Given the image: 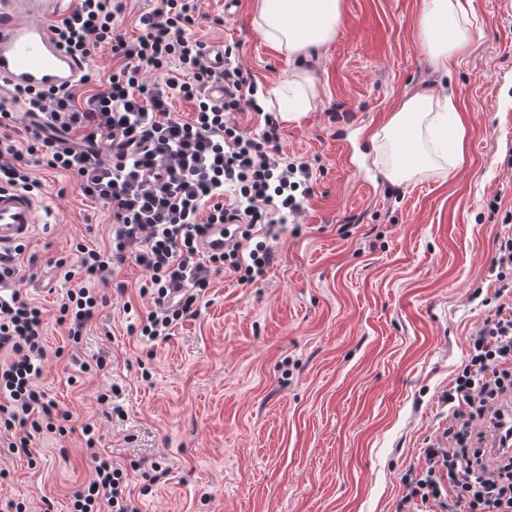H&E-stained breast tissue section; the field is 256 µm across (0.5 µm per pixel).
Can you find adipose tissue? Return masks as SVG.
Here are the masks:
<instances>
[{"label":"adipose tissue","mask_w":512,"mask_h":512,"mask_svg":"<svg viewBox=\"0 0 512 512\" xmlns=\"http://www.w3.org/2000/svg\"><path fill=\"white\" fill-rule=\"evenodd\" d=\"M341 0H256L254 25L299 70L268 91L263 101L284 121L299 119L317 93L303 62L328 48L336 36ZM420 37L440 76L472 40L473 19L463 0H424ZM375 160L395 184L413 179L438 161L463 157V121L452 97L424 88L406 97L386 122L369 134Z\"/></svg>","instance_id":"adipose-tissue-1"}]
</instances>
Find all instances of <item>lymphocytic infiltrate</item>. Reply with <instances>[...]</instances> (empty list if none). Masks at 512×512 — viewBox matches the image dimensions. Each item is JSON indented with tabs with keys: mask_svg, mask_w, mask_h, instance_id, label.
I'll return each instance as SVG.
<instances>
[{
	"mask_svg": "<svg viewBox=\"0 0 512 512\" xmlns=\"http://www.w3.org/2000/svg\"><path fill=\"white\" fill-rule=\"evenodd\" d=\"M196 9L195 0H160L139 16L141 33L130 40L119 25L124 0H76L53 28L57 42L84 61L109 49L108 78L84 74L82 92L14 86L0 93V189L33 192L30 171L44 165L70 173L80 195L111 211L110 249L79 242L75 264L57 266L67 278L89 280L118 276L129 261L141 267L139 294L152 306L128 331L143 341L169 336L197 315L210 271L226 269L246 283L263 278L272 262L266 238L312 195L310 165L283 153L278 120L259 105L232 50L223 66H212L191 36ZM215 86L223 100L211 97ZM178 98L191 102V120L174 111ZM17 104L36 119L23 145L10 135ZM237 112L261 116V134L241 130ZM215 224L230 227L224 249L204 251ZM495 242L496 303L440 396L450 423L427 440L423 467L402 476L396 512H512V233ZM23 251L19 244L0 252V350L11 356L0 365V425L12 433L10 451L26 455L34 434L54 424L52 403L36 384L47 357L42 312L15 287ZM103 306L90 289H69L59 316L69 337L82 336ZM82 433L95 477L76 491L74 512H136L123 470L95 451L93 425Z\"/></svg>",
	"mask_w": 512,
	"mask_h": 512,
	"instance_id": "1",
	"label": "lymphocytic infiltrate"
}]
</instances>
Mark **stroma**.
Returning a JSON list of instances; mask_svg holds the SVG:
<instances>
[{
  "instance_id": "35a3bbf8",
  "label": "stroma",
  "mask_w": 512,
  "mask_h": 512,
  "mask_svg": "<svg viewBox=\"0 0 512 512\" xmlns=\"http://www.w3.org/2000/svg\"><path fill=\"white\" fill-rule=\"evenodd\" d=\"M255 3L199 0L191 34L236 45L266 92L291 65L256 31ZM422 6L342 0L313 66L319 94L280 125L283 151L313 172L297 228L271 241L259 281L213 275L198 315L165 340L127 332L150 306L131 263L117 280L89 281L107 303L79 343L68 340L57 318L71 283L54 262L81 240L107 247L112 218L35 168L39 224L20 289L43 312L38 385L64 431L35 435L27 456L0 446V503L71 512L93 478L81 432L91 423L100 452L126 469L137 512H395L402 476L423 466L420 448L445 424L437 397L485 315L473 293L494 287L504 227L491 205L512 208V0H470L473 40L447 88L464 115L463 162L401 185L374 162L369 132L437 82ZM153 466L154 484L143 476Z\"/></svg>"
}]
</instances>
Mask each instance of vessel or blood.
I'll use <instances>...</instances> for the list:
<instances>
[{"mask_svg":"<svg viewBox=\"0 0 512 512\" xmlns=\"http://www.w3.org/2000/svg\"><path fill=\"white\" fill-rule=\"evenodd\" d=\"M73 0H0V83L49 90L77 84L82 61L57 44L53 22ZM37 206L26 192L0 191V249L29 239Z\"/></svg>","mask_w":512,"mask_h":512,"instance_id":"vessel-or-blood-1","label":"vessel or blood"}]
</instances>
